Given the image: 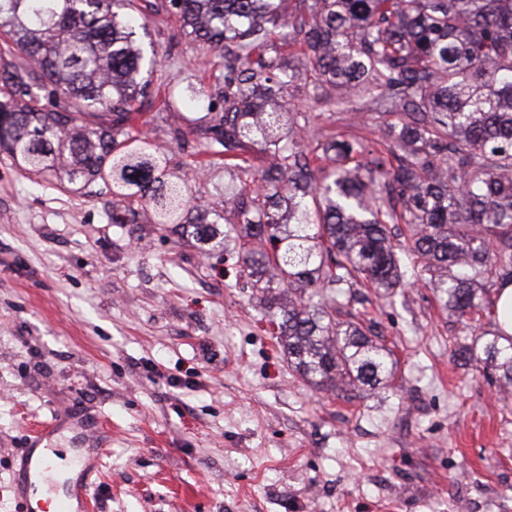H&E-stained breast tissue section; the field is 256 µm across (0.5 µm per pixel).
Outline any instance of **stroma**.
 I'll list each match as a JSON object with an SVG mask.
<instances>
[{
    "mask_svg": "<svg viewBox=\"0 0 512 512\" xmlns=\"http://www.w3.org/2000/svg\"><path fill=\"white\" fill-rule=\"evenodd\" d=\"M147 32L171 105H146L145 131L197 206H223L221 156L173 134L223 111L212 74L224 61L172 17ZM331 92L284 98L312 113L311 136L380 143L373 97L318 107ZM105 201L0 152V512H16L30 435L60 412L51 493L81 449L104 451L88 512H512V396L457 361L483 338L431 289H354L396 365L390 387L346 400L293 371L236 250L204 251L145 210L113 223Z\"/></svg>",
    "mask_w": 512,
    "mask_h": 512,
    "instance_id": "1",
    "label": "stroma"
}]
</instances>
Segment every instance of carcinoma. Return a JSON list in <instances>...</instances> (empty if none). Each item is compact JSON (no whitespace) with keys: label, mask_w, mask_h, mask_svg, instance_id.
Here are the masks:
<instances>
[{"label":"carcinoma","mask_w":512,"mask_h":512,"mask_svg":"<svg viewBox=\"0 0 512 512\" xmlns=\"http://www.w3.org/2000/svg\"><path fill=\"white\" fill-rule=\"evenodd\" d=\"M149 12L224 55V111L204 134L236 172V221L201 213L192 237L239 245L302 377L346 398L385 387L393 351L336 315L356 286L392 296L414 277L467 326L496 316L488 293L512 282V0H0V149L81 190L110 183L128 220L148 208L182 235L192 186L136 132L156 95L136 32ZM274 31L298 61L286 71L268 56ZM296 80L331 85L322 104L338 111L375 96L383 148L305 140L309 118L278 101ZM391 224L410 234L409 267ZM483 335L459 356L512 384V338Z\"/></svg>","instance_id":"cac0c4a2"}]
</instances>
